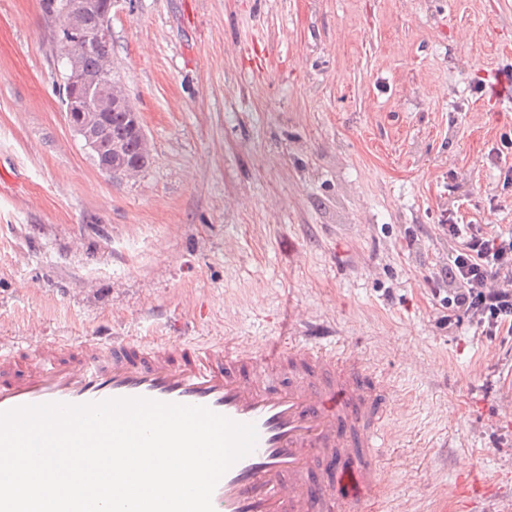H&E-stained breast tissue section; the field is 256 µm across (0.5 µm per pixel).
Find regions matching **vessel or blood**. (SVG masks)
I'll return each instance as SVG.
<instances>
[{"mask_svg": "<svg viewBox=\"0 0 512 512\" xmlns=\"http://www.w3.org/2000/svg\"><path fill=\"white\" fill-rule=\"evenodd\" d=\"M138 398L255 425L256 446L217 483L214 512H372L386 490L396 403L357 361L337 358L335 342L291 339L265 353L239 337L129 336L107 347L91 336L69 352L54 339L0 346V412Z\"/></svg>", "mask_w": 512, "mask_h": 512, "instance_id": "vessel-or-blood-1", "label": "vessel or blood"}]
</instances>
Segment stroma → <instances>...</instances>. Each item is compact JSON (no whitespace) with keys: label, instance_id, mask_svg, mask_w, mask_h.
Masks as SVG:
<instances>
[{"label":"stroma","instance_id":"stroma-1","mask_svg":"<svg viewBox=\"0 0 512 512\" xmlns=\"http://www.w3.org/2000/svg\"><path fill=\"white\" fill-rule=\"evenodd\" d=\"M55 28L0 0V343L335 336L399 403L377 512H512V332L429 281L447 221L512 235V0H112L132 180L69 127Z\"/></svg>","mask_w":512,"mask_h":512}]
</instances>
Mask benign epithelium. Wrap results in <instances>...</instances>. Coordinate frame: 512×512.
Here are the masks:
<instances>
[{
    "instance_id": "obj_1",
    "label": "benign epithelium",
    "mask_w": 512,
    "mask_h": 512,
    "mask_svg": "<svg viewBox=\"0 0 512 512\" xmlns=\"http://www.w3.org/2000/svg\"><path fill=\"white\" fill-rule=\"evenodd\" d=\"M112 0H82L77 9L61 10L66 36L64 56L69 66L67 86L74 94L65 98L67 118L73 131L80 135L85 147L98 160L99 169L112 176L129 179L142 169L127 166L117 158V150L107 138L108 112L115 108L131 109L122 84L112 80V62L105 57L95 74L84 72L78 55L96 49L110 39Z\"/></svg>"
}]
</instances>
